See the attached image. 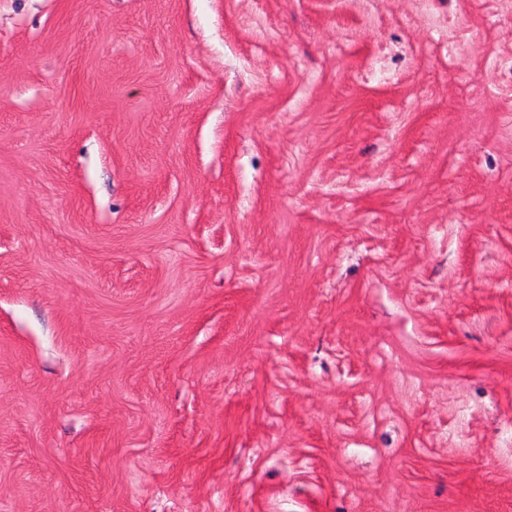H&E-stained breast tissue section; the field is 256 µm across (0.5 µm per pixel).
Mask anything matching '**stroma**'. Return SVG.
<instances>
[{
    "label": "stroma",
    "instance_id": "35a3bbf8",
    "mask_svg": "<svg viewBox=\"0 0 512 512\" xmlns=\"http://www.w3.org/2000/svg\"><path fill=\"white\" fill-rule=\"evenodd\" d=\"M0 512H512V0H0Z\"/></svg>",
    "mask_w": 512,
    "mask_h": 512
}]
</instances>
